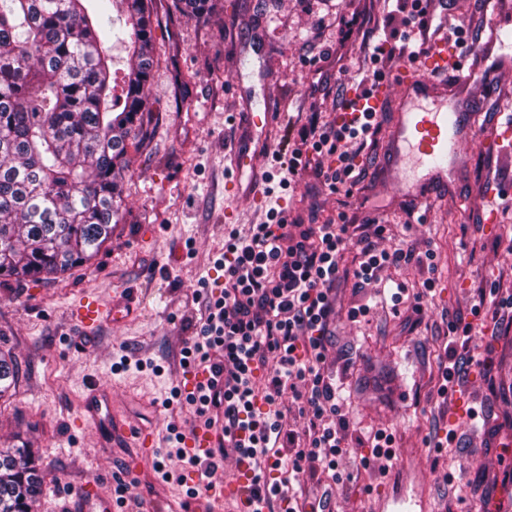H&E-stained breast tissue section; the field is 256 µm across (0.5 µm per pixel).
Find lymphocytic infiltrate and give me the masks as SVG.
<instances>
[{
    "mask_svg": "<svg viewBox=\"0 0 512 512\" xmlns=\"http://www.w3.org/2000/svg\"><path fill=\"white\" fill-rule=\"evenodd\" d=\"M425 7L412 0L407 15L388 14V21L415 26L413 42L373 48V59H416L447 36L456 43L478 42L487 28L480 14L471 33L449 28L447 21H425ZM375 121L359 126L335 123L302 125L299 142L285 164L300 175L312 157L335 153L337 168L324 171L330 186H352L359 177L354 154L339 151L347 140L367 142ZM356 252V277L370 283L378 271L409 261L413 252L402 247L377 250L367 236H353L345 224H309L298 233L288 231L287 219L256 225L246 239L231 237L217 260L224 269V287L206 292L199 303L200 328L181 351L183 370L202 369L205 378L194 388L174 387L194 409V426L220 429L250 478L246 501L253 512H313L314 502L286 481L267 475V462L281 449H291L296 471H329L345 451L344 418L336 389L323 372L331 326L335 319L336 283L347 252ZM305 384L303 395L310 415L304 435L284 430L280 418L285 391ZM187 436L169 424L166 441L171 455L194 469L200 479L213 478L223 453L187 448Z\"/></svg>",
    "mask_w": 512,
    "mask_h": 512,
    "instance_id": "lymphocytic-infiltrate-1",
    "label": "lymphocytic infiltrate"
}]
</instances>
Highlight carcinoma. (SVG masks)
<instances>
[{
	"label": "carcinoma",
	"instance_id": "1",
	"mask_svg": "<svg viewBox=\"0 0 512 512\" xmlns=\"http://www.w3.org/2000/svg\"><path fill=\"white\" fill-rule=\"evenodd\" d=\"M154 0H0V276L57 279L112 236L129 140L143 135ZM188 15L211 0H178ZM115 4L124 22L106 21ZM128 70L112 73L108 43ZM19 364L0 352V398ZM56 475L0 452V512H32Z\"/></svg>",
	"mask_w": 512,
	"mask_h": 512
}]
</instances>
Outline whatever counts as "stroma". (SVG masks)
Here are the masks:
<instances>
[{
    "instance_id": "stroma-1",
    "label": "stroma",
    "mask_w": 512,
    "mask_h": 512,
    "mask_svg": "<svg viewBox=\"0 0 512 512\" xmlns=\"http://www.w3.org/2000/svg\"><path fill=\"white\" fill-rule=\"evenodd\" d=\"M395 8L394 0H223L183 17L157 0L147 138L128 149L111 240L63 280L0 278V349L20 367L14 395L0 399V450L32 446L41 467L63 478L46 486L35 512H66L88 498L95 512H112L119 483L126 498L160 512L206 504L188 494L196 475L165 455L163 403L186 380L176 357L196 332L197 295L224 286L214 262L225 240L249 237L272 210L292 224H379L377 249L404 244L415 254L369 284L346 263L323 371L348 421L347 451L335 473L295 475L285 456L274 477H296L314 500L329 495L331 512H379L401 498L425 499L431 512H512V318L492 315L512 286V138L502 135L512 45H492L484 62L466 53L468 84L434 75L466 121L446 185L424 198L386 171L405 65L366 52L411 36L377 26ZM382 80L388 98L376 134L362 148L340 145L363 170L352 191L326 184L322 170L337 164L326 153L289 177L274 155L292 151L300 125L336 120L345 86ZM250 109L279 120L249 127ZM235 147L256 156L265 206L234 189ZM429 250L431 269L417 261ZM429 278L434 289L420 296ZM82 299L125 304V316L86 334L72 316ZM455 323L472 331L457 348L460 376L446 384ZM95 391L112 406L107 421L90 419ZM138 428L151 432L153 448L136 446L129 433ZM382 431L394 437L389 464L373 454Z\"/></svg>"
}]
</instances>
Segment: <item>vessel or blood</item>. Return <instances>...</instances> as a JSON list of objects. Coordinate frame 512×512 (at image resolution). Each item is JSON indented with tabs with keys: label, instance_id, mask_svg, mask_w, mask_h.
Here are the masks:
<instances>
[{
	"label": "vessel or blood",
	"instance_id": "obj_1",
	"mask_svg": "<svg viewBox=\"0 0 512 512\" xmlns=\"http://www.w3.org/2000/svg\"><path fill=\"white\" fill-rule=\"evenodd\" d=\"M425 71L435 73L451 71L458 80H465V62L457 48L447 42H438L423 59ZM424 71V73H425ZM424 73L409 69L399 76L404 88L400 100V113L390 135L391 166L396 175L412 182L418 188L428 185L432 175L445 176L448 161L457 146L459 115L447 103L429 102V81ZM386 97L384 86H377L371 94L350 97L340 109L339 120L351 123L364 113L380 111ZM234 186L248 191L255 205L265 198L259 191V176L253 155L240 150L234 155ZM73 317L85 332H93L103 321H118L122 317L119 307L86 300L76 304Z\"/></svg>",
	"mask_w": 512,
	"mask_h": 512
}]
</instances>
